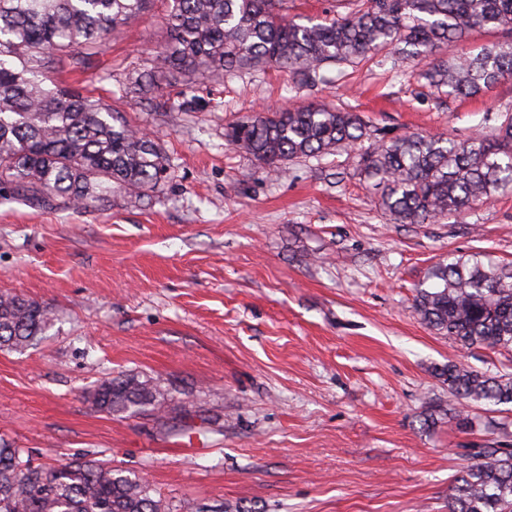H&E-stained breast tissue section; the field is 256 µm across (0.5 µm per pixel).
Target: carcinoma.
<instances>
[{
    "instance_id": "carcinoma-1",
    "label": "carcinoma",
    "mask_w": 512,
    "mask_h": 512,
    "mask_svg": "<svg viewBox=\"0 0 512 512\" xmlns=\"http://www.w3.org/2000/svg\"><path fill=\"white\" fill-rule=\"evenodd\" d=\"M173 45L167 60L212 76L276 66L300 83L329 66L379 53L425 65L419 77L453 98L482 95L512 76V0H348L349 10L296 21L289 0H167ZM151 0H0V193L32 202L52 195L85 208L112 186L140 192L165 179L162 148L107 105L64 87L63 76L103 53L112 32L144 15ZM475 29L504 39L476 54L438 58ZM268 174L287 162L352 151L395 224L459 217L512 191V114L464 140L444 133L390 136L355 112L311 103L258 112L227 134ZM414 297L429 328L467 348L512 350V265L475 253L437 262ZM56 320L53 309L0 292V349L22 351ZM465 406L512 403V376L450 363L439 372ZM92 405L110 416L149 409L162 417L168 392L152 378L103 381ZM449 497L448 512H512V448H481ZM143 476L110 461L76 458L46 466L0 445V512H169Z\"/></svg>"
}]
</instances>
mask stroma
<instances>
[{
	"label": "stroma",
	"instance_id": "obj_1",
	"mask_svg": "<svg viewBox=\"0 0 512 512\" xmlns=\"http://www.w3.org/2000/svg\"><path fill=\"white\" fill-rule=\"evenodd\" d=\"M165 14L152 0L67 80L146 131L169 177L86 209L0 198V292L57 314L37 345L0 350V440L38 463L112 461L185 512H448L475 449L512 448V410L476 407L462 425L437 371L512 375V351L431 330L414 296L448 254L512 261V192L395 224L355 155L269 177L226 132L313 102L394 135L464 139L512 111V78L456 100L381 56L314 87L275 68L211 77L166 60ZM147 71L150 101L133 89ZM119 374L160 382L166 415L97 411L91 391Z\"/></svg>",
	"mask_w": 512,
	"mask_h": 512
}]
</instances>
